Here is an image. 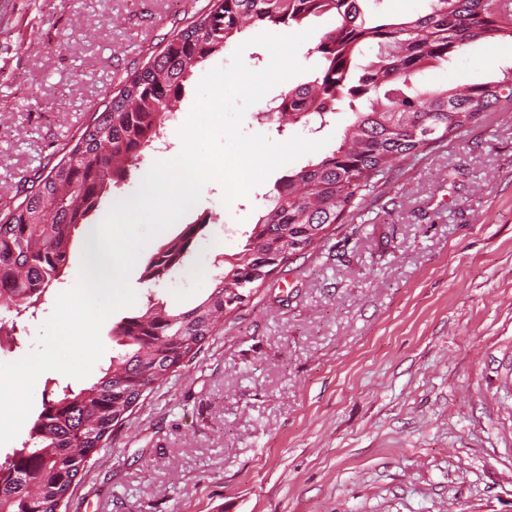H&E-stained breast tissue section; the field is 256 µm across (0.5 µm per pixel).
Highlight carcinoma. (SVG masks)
Returning <instances> with one entry per match:
<instances>
[{
	"label": "carcinoma",
	"instance_id": "obj_1",
	"mask_svg": "<svg viewBox=\"0 0 512 512\" xmlns=\"http://www.w3.org/2000/svg\"><path fill=\"white\" fill-rule=\"evenodd\" d=\"M382 0H213L175 34L141 71L128 77L101 112L92 114L36 189L0 218V300L15 316L0 326L16 334L17 318L33 314L69 268L74 231L88 227L112 187L129 179L142 151L166 132L195 69L254 29L301 27L335 20L309 54L313 77L290 87L262 111L265 119L324 126L337 105L351 111L335 149L282 176L242 249L217 261L214 286L189 309L151 303L113 328L118 349L84 387H57L27 430L21 447L0 462V512H55L96 449L104 447L123 411L167 378L237 306L224 303L240 274L257 269L255 286L273 269L317 248L372 180L431 144L461 134L486 112L512 105V69L489 83L413 94L412 78L443 66L474 42L512 40V14L496 0H427L403 22L378 12ZM223 23L211 32L213 20ZM372 45L375 58L362 61ZM208 222L186 225L157 252L142 278L157 281L183 269Z\"/></svg>",
	"mask_w": 512,
	"mask_h": 512
}]
</instances>
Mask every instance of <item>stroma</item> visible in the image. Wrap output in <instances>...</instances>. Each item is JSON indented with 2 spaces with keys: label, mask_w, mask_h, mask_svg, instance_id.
<instances>
[{
  "label": "stroma",
  "mask_w": 512,
  "mask_h": 512,
  "mask_svg": "<svg viewBox=\"0 0 512 512\" xmlns=\"http://www.w3.org/2000/svg\"><path fill=\"white\" fill-rule=\"evenodd\" d=\"M211 0H0V211L19 203L92 113ZM512 42L465 48L416 76L422 91L501 79ZM244 134L282 143L339 138L257 120ZM225 202L204 186L183 217L210 216L186 271L141 275L182 224L153 237L129 274L133 306L188 307L215 259L244 233L288 170ZM70 269L35 316L18 321L0 363L39 346ZM61 512H512V110L397 163L359 197L324 246L252 291L200 351L152 385L93 455Z\"/></svg>",
  "instance_id": "obj_1"
}]
</instances>
